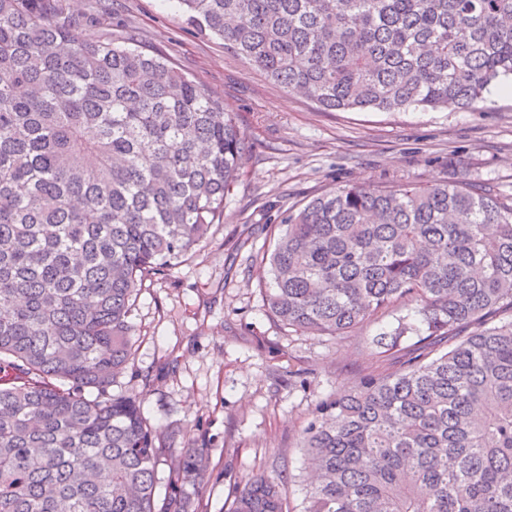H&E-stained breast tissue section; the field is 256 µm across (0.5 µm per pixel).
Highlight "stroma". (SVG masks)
I'll use <instances>...</instances> for the list:
<instances>
[{"instance_id": "35a3bbf8", "label": "stroma", "mask_w": 512, "mask_h": 512, "mask_svg": "<svg viewBox=\"0 0 512 512\" xmlns=\"http://www.w3.org/2000/svg\"><path fill=\"white\" fill-rule=\"evenodd\" d=\"M87 17L84 37L155 49L222 97L249 150L207 243L132 310L133 358L112 387L137 393L175 447L210 448L202 512H226L236 482L287 479L300 512L307 480L302 432L317 399L350 386L377 361L378 333L413 323L401 308L343 341L300 336L274 322L259 291L266 225L338 186H397L461 178L512 197V91L493 84L478 109L323 111L276 85L223 39L199 32L175 0H63Z\"/></svg>"}]
</instances>
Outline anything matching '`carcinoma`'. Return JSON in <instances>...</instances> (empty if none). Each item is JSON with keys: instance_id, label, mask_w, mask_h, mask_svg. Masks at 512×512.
<instances>
[{"instance_id": "carcinoma-1", "label": "carcinoma", "mask_w": 512, "mask_h": 512, "mask_svg": "<svg viewBox=\"0 0 512 512\" xmlns=\"http://www.w3.org/2000/svg\"><path fill=\"white\" fill-rule=\"evenodd\" d=\"M177 3L325 110L471 109L512 77V0ZM79 27L62 0H0V512H198L210 449L109 389L131 310L223 221L248 142L166 56ZM276 229L273 321L344 340L411 306L422 325L317 402L301 512H512V201L354 183ZM227 512H289L285 481L245 478Z\"/></svg>"}]
</instances>
